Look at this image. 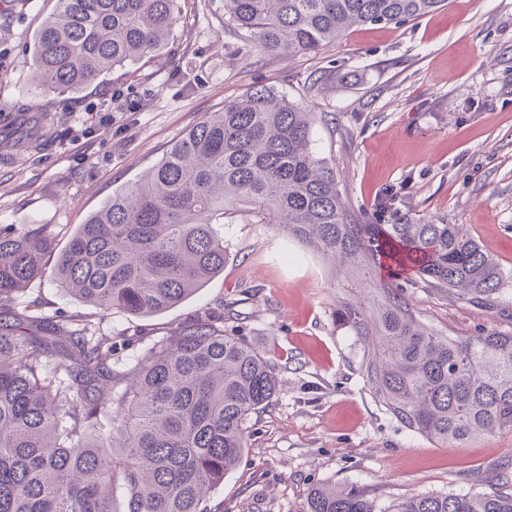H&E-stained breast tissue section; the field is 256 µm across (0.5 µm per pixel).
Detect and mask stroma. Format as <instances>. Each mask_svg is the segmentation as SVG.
<instances>
[{
  "instance_id": "1",
  "label": "stroma",
  "mask_w": 512,
  "mask_h": 512,
  "mask_svg": "<svg viewBox=\"0 0 512 512\" xmlns=\"http://www.w3.org/2000/svg\"><path fill=\"white\" fill-rule=\"evenodd\" d=\"M55 0H0V108L38 103L32 34ZM255 85L313 115L311 149L332 167L352 219L431 218L463 225L512 272V0H448L424 17L352 28L316 55L259 51L224 21V0H187L166 48L54 100L66 123L19 161L0 162V225L53 224L67 245L78 224L152 168L209 112ZM389 278L362 277L285 239L275 224L224 227V270L162 315L98 309L52 276L18 297L37 316L93 319L113 370L143 358L197 316L224 319L287 385L248 420L240 465L209 495L211 512H305L316 485H355L378 512L417 494H461L512 476V430L448 448L409 429L370 391L362 341L335 322L340 302L369 305ZM407 307L449 337L512 331V279L480 306L399 277Z\"/></svg>"
}]
</instances>
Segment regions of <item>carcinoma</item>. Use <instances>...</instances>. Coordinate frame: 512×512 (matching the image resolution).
<instances>
[{"mask_svg": "<svg viewBox=\"0 0 512 512\" xmlns=\"http://www.w3.org/2000/svg\"><path fill=\"white\" fill-rule=\"evenodd\" d=\"M447 0H224L255 46L317 54L365 24L402 23ZM179 0H56L34 37L36 88L80 92L167 46ZM311 113L266 86L187 130L147 175L76 227L0 225V512H210L212 488L249 447L247 421L284 380L210 314L112 369L113 345L88 319L47 320L13 299L46 273L103 313L161 314L224 271L221 226L272 218L314 252L356 265L383 259L399 277L491 304L509 275L461 224H357L335 171L311 151ZM34 132L0 119V139ZM336 323L367 346L366 382L410 429L450 448L512 429V332L451 338L426 328L380 285L372 313L349 301ZM57 358L64 378L44 364ZM124 490L115 506L114 486ZM306 512H377L357 486L318 485ZM391 512H512V483L416 495Z\"/></svg>", "mask_w": 512, "mask_h": 512, "instance_id": "obj_1", "label": "carcinoma"}]
</instances>
